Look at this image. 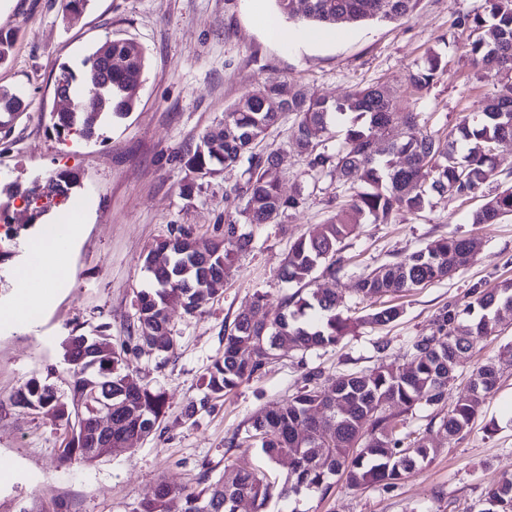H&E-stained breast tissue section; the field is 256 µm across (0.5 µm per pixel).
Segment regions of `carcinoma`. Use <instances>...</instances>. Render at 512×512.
Listing matches in <instances>:
<instances>
[{"label": "carcinoma", "instance_id": "obj_1", "mask_svg": "<svg viewBox=\"0 0 512 512\" xmlns=\"http://www.w3.org/2000/svg\"><path fill=\"white\" fill-rule=\"evenodd\" d=\"M278 13L289 20L327 29L369 20L398 21L414 12L418 0H274ZM453 26L477 34L468 53L483 77L512 78V0H486V11L460 13ZM112 83V96L91 103L77 98L70 109L51 113L59 138L72 135L92 139L107 122L124 118L134 109L145 67L141 47L126 39H107L83 61ZM442 56L431 52L424 65L410 73L418 94L428 92L444 70ZM15 91L0 88V143L6 144L16 119L26 110ZM288 112L295 115L294 144L304 155L308 171L316 176L336 175L345 194L334 198L336 216L317 225L310 236L291 242L282 276L309 285L317 276L336 278L343 269L341 244L361 224H386L396 212L418 213L428 193L455 198L481 191L493 155L512 149V95L487 93L481 101L480 121L463 120L446 135L417 133L422 113L397 106L392 92L375 84L330 101L291 84L266 85L245 94L224 112V122L183 151L185 167L202 177L223 169H241L240 181L225 195L245 201L239 214L247 224H281L301 204V190L288 197L281 191L277 153L258 151L268 131ZM76 176L60 172L45 184L20 191L0 185V211L18 195L30 198L70 193ZM512 216V186L487 195L471 214L473 224H497ZM251 236L234 219L224 221V238L203 241L179 228L153 244L144 264L153 286L136 295V328L120 347L112 345L106 326L88 336L71 332L63 342L68 355L69 393L37 378L14 394L17 405L44 413L65 425L62 448L65 461L94 463L104 459L94 448L112 445V454L128 452L120 443L152 435L166 413L164 392L130 379L131 358L146 345L160 356L175 348L167 309L179 305L194 314L215 298L217 285L228 277L238 253ZM474 257L469 239L452 232L431 241L403 259L386 262L356 282L353 293L362 301L410 292L422 284L446 278L466 267ZM473 301L463 310L451 303L435 315L429 334L411 344L406 367L381 363L378 367L348 371L329 385L314 367L303 385L276 408L257 413L238 446L256 444L271 461L286 457L292 471L283 485L265 474L236 471L201 488L157 486L152 496L137 502L132 512H169L172 498L183 502V512H237L240 503L251 512H263L273 492L283 497L315 490L325 495L332 479L348 486H392L415 468L427 465L439 444L412 432L396 429L397 414L431 409L437 432L452 440L462 434L482 411L487 395L499 379L496 365L477 366L466 394L445 410L450 386L456 381L460 359L480 339L496 332L502 313L512 312V281L494 288L474 286ZM345 300L333 290L311 288L286 296L277 309L267 307L265 295L253 294L251 307L240 312L224 334V353L202 376L203 396L191 402L189 418L224 397V392L257 377L275 359L278 347L288 344L308 351L334 347L357 327L385 325L401 315L397 305L376 308L352 318L344 313ZM112 397V438L98 434L93 416L82 407L91 392ZM399 409L394 413L393 409ZM481 512H512V479L486 488Z\"/></svg>", "mask_w": 512, "mask_h": 512}]
</instances>
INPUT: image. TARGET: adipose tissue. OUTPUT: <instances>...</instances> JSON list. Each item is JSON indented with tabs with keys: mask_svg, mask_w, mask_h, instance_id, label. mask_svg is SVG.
<instances>
[{
	"mask_svg": "<svg viewBox=\"0 0 512 512\" xmlns=\"http://www.w3.org/2000/svg\"><path fill=\"white\" fill-rule=\"evenodd\" d=\"M76 230L75 225L61 227L60 231L51 237H42L33 241L28 247L29 259L14 272V285L17 289L18 302L11 310L0 311V320L16 325H28L31 311L37 310L41 297L32 287L37 279L47 278L59 272L56 263L58 246L68 243Z\"/></svg>",
	"mask_w": 512,
	"mask_h": 512,
	"instance_id": "adipose-tissue-1",
	"label": "adipose tissue"
}]
</instances>
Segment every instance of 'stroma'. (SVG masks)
I'll list each match as a JSON object with an SVG mask.
<instances>
[{"instance_id":"35a3bbf8","label":"stroma","mask_w":512,"mask_h":512,"mask_svg":"<svg viewBox=\"0 0 512 512\" xmlns=\"http://www.w3.org/2000/svg\"><path fill=\"white\" fill-rule=\"evenodd\" d=\"M484 10L485 0H419L407 19L350 25L294 49L272 40L259 20L276 15L273 0H89L69 19L63 16V0H0V31L16 34L0 64V87L21 92L27 103L8 143L0 146V182L27 187L69 171L78 180L70 199L80 205L65 273L48 288L36 325L0 323V462L12 468L11 474L0 472V512H130L162 482L194 488L236 470L286 478L288 460L272 462L257 449L230 444L259 410L291 395L310 368H321L330 380L373 368L378 363L374 344L381 338L390 343V360L408 364L411 343L428 333L441 307L470 302L472 286L512 279V217L497 224L470 221L486 194L512 173V150H504L497 152L482 193L467 200L435 194L420 213L361 225L345 242L338 277L317 283L345 293L351 315H365L368 303L350 293L360 276L450 231L478 245L466 268L392 297L403 313L390 324L362 326L327 350L282 347L259 377L186 418L190 402L202 395L201 376L224 351L225 325L249 308L254 293H264L274 307L295 292V284L281 277L290 241L336 213L329 200L342 192V184L331 177L314 182L293 147L294 118L286 115L267 143L279 154L283 194L302 191V207L284 223L252 227L249 248L201 312L169 308L176 349L168 362L147 348L132 359L134 376L166 394L167 414L156 434L137 441L130 452L96 463L66 462L63 427L13 402L17 389L33 377L66 392L62 343L73 329L89 335L105 323L113 345L125 341L135 321V294L151 283L143 256L156 240L179 228L199 238L223 237L225 218L241 207L224 195L238 172L198 178L178 157L223 122L225 110L241 96L266 84L294 82L334 100L381 82L401 105L423 113L426 131L448 132L478 110L485 93L506 86L481 78L466 53L468 32L452 26L457 14ZM109 38L133 40L145 51L136 106L126 118L103 127L98 138L57 137L49 118L58 109L54 88L60 66L79 68ZM431 50L442 54L446 67L419 99L408 75ZM189 182L194 191L186 196L182 187ZM67 213V206L52 204L47 216L18 227L6 242L10 257L0 262V309L13 301L14 271L27 261L29 241ZM510 342L512 315L500 321L496 335L466 354L451 396L464 393L472 370L488 360H498L501 378L481 415L431 464L390 489L378 484L352 489L338 480L325 495L276 496L266 512H481L486 487L512 478V360L501 355Z\"/></svg>"}]
</instances>
